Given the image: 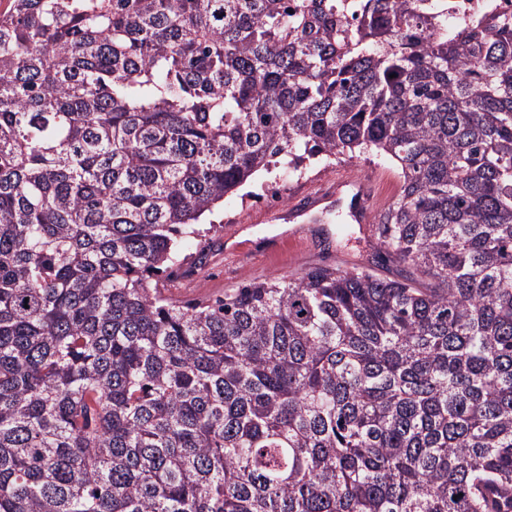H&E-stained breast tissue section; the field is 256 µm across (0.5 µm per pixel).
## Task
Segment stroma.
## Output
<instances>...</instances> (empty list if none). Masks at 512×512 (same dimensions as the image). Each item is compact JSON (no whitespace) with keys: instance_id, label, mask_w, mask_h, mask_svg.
I'll use <instances>...</instances> for the list:
<instances>
[{"instance_id":"obj_1","label":"stroma","mask_w":512,"mask_h":512,"mask_svg":"<svg viewBox=\"0 0 512 512\" xmlns=\"http://www.w3.org/2000/svg\"><path fill=\"white\" fill-rule=\"evenodd\" d=\"M375 168L384 174L390 195H397L398 170L380 157L317 164L299 177L278 169L259 174L208 215L210 230L184 247L180 264L159 281L161 292L179 303L213 302L242 285L289 278L317 265L398 278L400 268L382 258L370 225L347 223L332 209L307 212L301 201L310 183L339 173L356 180Z\"/></svg>"}]
</instances>
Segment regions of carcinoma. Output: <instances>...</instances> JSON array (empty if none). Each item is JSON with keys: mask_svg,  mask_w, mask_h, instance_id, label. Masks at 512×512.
Here are the masks:
<instances>
[{"mask_svg": "<svg viewBox=\"0 0 512 512\" xmlns=\"http://www.w3.org/2000/svg\"><path fill=\"white\" fill-rule=\"evenodd\" d=\"M0 7V512H512V18ZM376 153L400 279L151 281L260 171Z\"/></svg>", "mask_w": 512, "mask_h": 512, "instance_id": "1", "label": "carcinoma"}]
</instances>
